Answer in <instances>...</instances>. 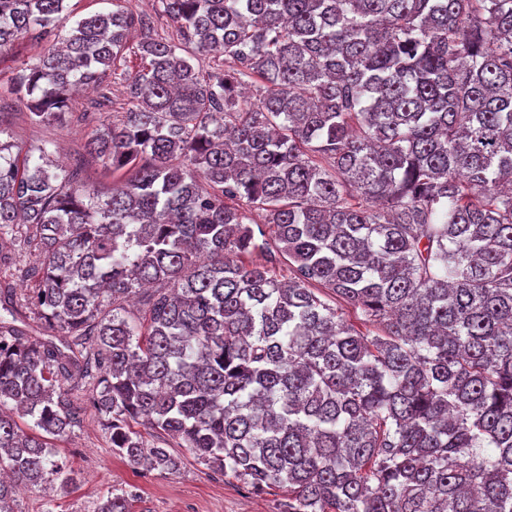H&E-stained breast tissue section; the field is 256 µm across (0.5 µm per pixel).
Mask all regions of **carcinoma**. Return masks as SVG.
I'll return each instance as SVG.
<instances>
[{
    "label": "carcinoma",
    "mask_w": 512,
    "mask_h": 512,
    "mask_svg": "<svg viewBox=\"0 0 512 512\" xmlns=\"http://www.w3.org/2000/svg\"><path fill=\"white\" fill-rule=\"evenodd\" d=\"M65 2L0 0V50L61 43L11 86L36 125L135 24ZM157 2L85 145L121 185L0 140V512L75 484L71 383L131 465L175 442L281 512H512V0Z\"/></svg>",
    "instance_id": "cac0c4a2"
}]
</instances>
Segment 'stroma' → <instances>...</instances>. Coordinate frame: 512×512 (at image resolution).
Segmentation results:
<instances>
[{
    "mask_svg": "<svg viewBox=\"0 0 512 512\" xmlns=\"http://www.w3.org/2000/svg\"><path fill=\"white\" fill-rule=\"evenodd\" d=\"M101 84L108 90L109 103L100 104L94 90L73 94L69 109L74 117L62 127L32 124L25 100L0 88V112L7 115L11 143L28 149L52 141L57 149L49 157L51 165L66 166L80 185L111 188L120 177L86 152L90 127L82 115L119 111L126 93L124 82L111 75H103ZM174 453L183 461L176 473L134 468L113 454L104 419L93 407L84 406L79 425L57 444L58 458L67 461L77 475L76 485L65 492L18 491L16 512H94L99 500L125 490L134 495L131 512H280L283 490H253L234 477L214 473L188 449L178 447Z\"/></svg>",
    "mask_w": 512,
    "mask_h": 512,
    "instance_id": "obj_1",
    "label": "stroma"
}]
</instances>
